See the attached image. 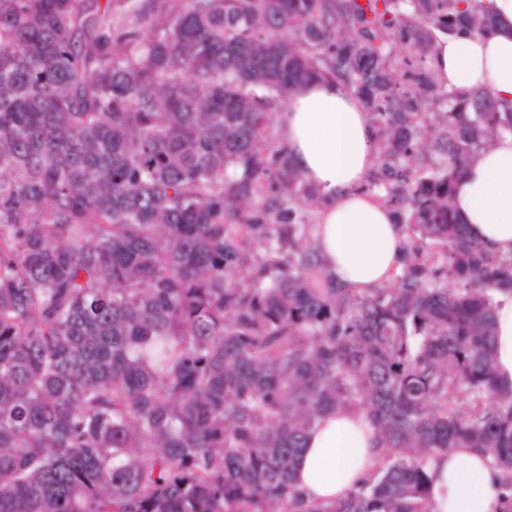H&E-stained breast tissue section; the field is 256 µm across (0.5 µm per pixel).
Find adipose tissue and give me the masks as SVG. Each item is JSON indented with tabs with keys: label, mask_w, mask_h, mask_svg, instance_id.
Masks as SVG:
<instances>
[{
	"label": "adipose tissue",
	"mask_w": 512,
	"mask_h": 512,
	"mask_svg": "<svg viewBox=\"0 0 512 512\" xmlns=\"http://www.w3.org/2000/svg\"><path fill=\"white\" fill-rule=\"evenodd\" d=\"M493 29L440 36L432 68L444 88L487 90L512 103V0H482ZM276 131L295 169L321 200L315 246L328 271L365 295L390 283L402 266L406 236L389 207L361 185L375 161V137L359 99L341 81L316 79L291 94ZM469 234L512 256V134L469 166L455 188ZM495 365L512 391V295L496 298ZM381 448L367 414L339 407L319 417L296 460L294 482L305 501L347 498L380 465ZM431 512H502L512 497L503 472L477 448H454L429 465Z\"/></svg>",
	"instance_id": "obj_1"
}]
</instances>
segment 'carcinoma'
<instances>
[{"label": "carcinoma", "instance_id": "carcinoma-1", "mask_svg": "<svg viewBox=\"0 0 512 512\" xmlns=\"http://www.w3.org/2000/svg\"><path fill=\"white\" fill-rule=\"evenodd\" d=\"M491 28L479 0H0V512H430L451 448L512 487V259L453 205L512 104L430 67L440 36ZM326 77L361 100L362 188L407 236L367 295L326 270L274 134ZM338 406L382 463L307 504L294 464ZM495 365L499 386L512 391V295H497L494 309Z\"/></svg>", "mask_w": 512, "mask_h": 512}]
</instances>
